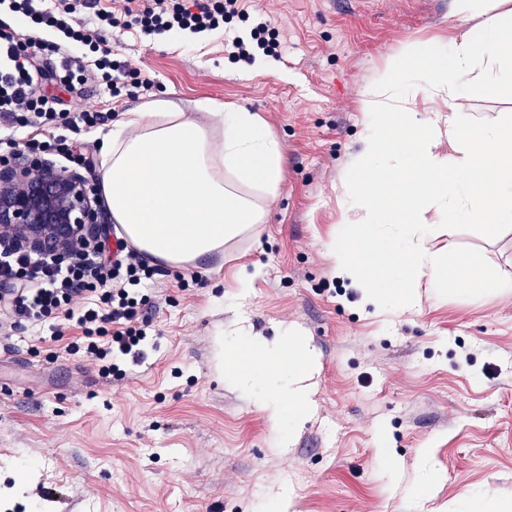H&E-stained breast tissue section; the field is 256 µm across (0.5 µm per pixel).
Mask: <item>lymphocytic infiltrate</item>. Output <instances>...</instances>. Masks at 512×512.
I'll return each mask as SVG.
<instances>
[{"instance_id":"f902f5d3","label":"lymphocytic infiltrate","mask_w":512,"mask_h":512,"mask_svg":"<svg viewBox=\"0 0 512 512\" xmlns=\"http://www.w3.org/2000/svg\"><path fill=\"white\" fill-rule=\"evenodd\" d=\"M84 0H0V13L23 20L24 29L0 20V122L28 129L27 137L5 139L6 148L24 146L31 152H53L70 163L90 165L67 133L94 127L95 112H73L61 95L45 92L54 84L63 92H80L85 85H106L112 96L132 89L151 91L155 83L141 68L115 58L103 38L105 31H129L153 38L177 33L188 36L222 32L226 20L246 13L244 0H120L97 13L90 28L77 17ZM56 55L49 70L39 61ZM9 231L0 230V315L21 326L55 316L75 323L82 340L70 350H82L99 367L102 378L122 376L112 358L140 360L150 324L138 319L137 286L157 273L132 249L112 254L108 240L74 241L67 256L36 255L11 245Z\"/></svg>"}]
</instances>
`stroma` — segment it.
Masks as SVG:
<instances>
[{
	"label": "stroma",
	"instance_id": "stroma-1",
	"mask_svg": "<svg viewBox=\"0 0 512 512\" xmlns=\"http://www.w3.org/2000/svg\"><path fill=\"white\" fill-rule=\"evenodd\" d=\"M248 18L190 42L108 36L152 93L86 88L74 111L102 123L76 146L99 158L123 112L158 100L207 124L209 102L258 114L279 142L282 183L267 223L195 266L160 265L140 314L157 339L105 380L62 340L0 334V512H448L462 492L512 503V293L462 279L380 311L334 274L338 199L363 149L364 90L402 53L449 46L474 26L455 0H248ZM270 16L281 55L229 57L224 39ZM474 126L512 114V89L457 99ZM512 272V223L444 224L429 242ZM252 284L241 289L243 274ZM293 336L319 361L313 413L273 431L264 387L227 369L234 342ZM54 490L39 499L38 486Z\"/></svg>",
	"mask_w": 512,
	"mask_h": 512
}]
</instances>
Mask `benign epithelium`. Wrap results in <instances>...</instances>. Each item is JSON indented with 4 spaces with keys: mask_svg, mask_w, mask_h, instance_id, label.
<instances>
[{
    "mask_svg": "<svg viewBox=\"0 0 512 512\" xmlns=\"http://www.w3.org/2000/svg\"><path fill=\"white\" fill-rule=\"evenodd\" d=\"M0 224L12 230L16 246L46 254L77 237L94 240L103 217L80 170L18 152L0 165Z\"/></svg>",
    "mask_w": 512,
    "mask_h": 512,
    "instance_id": "7a95c632",
    "label": "benign epithelium"
}]
</instances>
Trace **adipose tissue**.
Instances as JSON below:
<instances>
[{
    "label": "adipose tissue",
    "instance_id": "1",
    "mask_svg": "<svg viewBox=\"0 0 512 512\" xmlns=\"http://www.w3.org/2000/svg\"><path fill=\"white\" fill-rule=\"evenodd\" d=\"M512 65V12L485 15L461 30L452 48L426 58L408 51L362 98L363 156L345 181L344 227L329 254L340 276L359 282L379 307L414 309L418 288L443 291L458 280L454 256L430 251L431 225L512 223V115L475 132L462 113H429L420 102L455 99L467 86L493 87L496 67ZM223 135L213 145L207 126L170 101L123 113L104 137L101 190L125 240L147 256L181 265L211 255L264 223L265 200L282 181L276 138L254 113L215 105ZM411 174L403 205L392 208L380 188ZM250 363L242 377L272 384L263 408L273 427L309 413L308 348L293 339L238 342Z\"/></svg>",
    "mask_w": 512,
    "mask_h": 512
}]
</instances>
